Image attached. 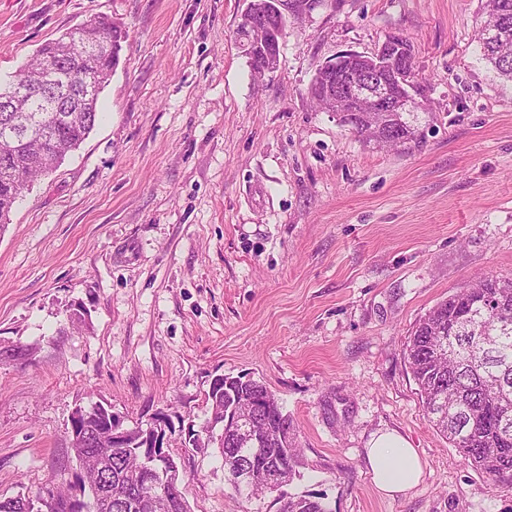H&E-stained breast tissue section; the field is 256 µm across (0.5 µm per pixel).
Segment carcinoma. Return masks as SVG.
Returning a JSON list of instances; mask_svg holds the SVG:
<instances>
[{
	"instance_id": "carcinoma-1",
	"label": "carcinoma",
	"mask_w": 512,
	"mask_h": 512,
	"mask_svg": "<svg viewBox=\"0 0 512 512\" xmlns=\"http://www.w3.org/2000/svg\"><path fill=\"white\" fill-rule=\"evenodd\" d=\"M488 16L503 19L505 43L480 40L483 59L498 74L512 80V0H489ZM128 31L106 16H91L88 25L69 30L43 44L25 65L26 74L47 68L53 87L32 93L21 112H0V226L10 223L15 204L26 184L56 168L80 147L99 116V95L120 64ZM363 64L362 57L345 61L336 70L318 69L309 87L322 105L336 91L342 75ZM393 95L407 96V83L418 90L410 43L383 59L380 71ZM342 122L365 140L390 146L417 138L400 112H370L350 101ZM428 421L473 469L494 485L512 488V276L481 277L437 303L416 321L405 350ZM252 401L255 431L269 434L260 448L231 444L220 447L224 471L232 465L256 469L253 482L237 494L251 497L266 491L263 470L281 460L288 481L301 477L300 459L290 416L267 387L245 375L224 376L207 395L215 418L237 401ZM109 409H99L73 420L94 441L73 448L84 475L67 488L53 475L34 492L0 497V512H23L24 500H44L43 512H164L135 507L129 499L159 491L137 484L144 462L141 447L109 448L94 432L109 422ZM112 484V508L101 503L98 483ZM282 512H332L323 498L288 497Z\"/></svg>"
}]
</instances>
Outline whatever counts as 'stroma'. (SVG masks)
Listing matches in <instances>:
<instances>
[{"label": "stroma", "mask_w": 512, "mask_h": 512, "mask_svg": "<svg viewBox=\"0 0 512 512\" xmlns=\"http://www.w3.org/2000/svg\"><path fill=\"white\" fill-rule=\"evenodd\" d=\"M242 0H0V82L90 16L130 34L80 148L0 228V495L72 481L76 408L164 417L191 512H512L430 425L404 358L415 322L480 276L512 275V82L481 57L485 0H325L254 80ZM414 54L416 141L366 144L308 88L392 34ZM250 374L296 429L300 480L233 494L209 417ZM394 431L422 475L400 496L366 453ZM323 499L325 498L314 495L290 496L281 512H332L329 504Z\"/></svg>", "instance_id": "stroma-1"}]
</instances>
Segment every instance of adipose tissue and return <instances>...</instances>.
I'll use <instances>...</instances> for the list:
<instances>
[{
    "instance_id": "1",
    "label": "adipose tissue",
    "mask_w": 512,
    "mask_h": 512,
    "mask_svg": "<svg viewBox=\"0 0 512 512\" xmlns=\"http://www.w3.org/2000/svg\"><path fill=\"white\" fill-rule=\"evenodd\" d=\"M367 460L377 489L390 497L406 492L422 473L416 450L404 437L391 432L372 440Z\"/></svg>"
}]
</instances>
